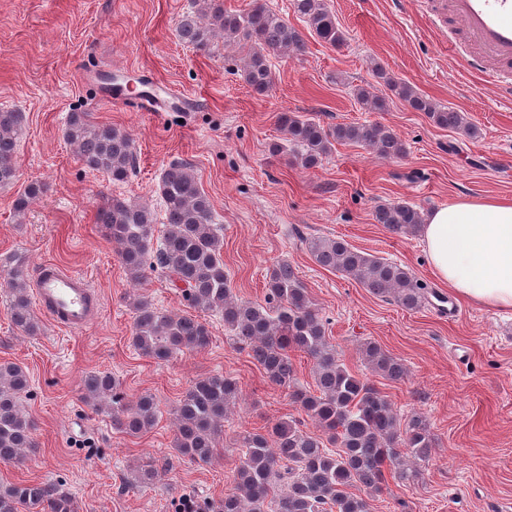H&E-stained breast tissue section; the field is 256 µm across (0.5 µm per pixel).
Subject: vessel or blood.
Wrapping results in <instances>:
<instances>
[{"mask_svg":"<svg viewBox=\"0 0 512 512\" xmlns=\"http://www.w3.org/2000/svg\"><path fill=\"white\" fill-rule=\"evenodd\" d=\"M451 8L463 27L466 40L475 46L469 67L489 73L503 92H512V78L488 72V61L512 63V0H452ZM37 308L57 326L78 333L97 319L100 299L82 274L52 262L42 263L34 281Z\"/></svg>","mask_w":512,"mask_h":512,"instance_id":"obj_1","label":"vessel or blood"}]
</instances>
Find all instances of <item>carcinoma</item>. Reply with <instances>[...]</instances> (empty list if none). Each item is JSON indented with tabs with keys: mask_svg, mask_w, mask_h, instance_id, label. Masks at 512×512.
<instances>
[{
	"mask_svg": "<svg viewBox=\"0 0 512 512\" xmlns=\"http://www.w3.org/2000/svg\"><path fill=\"white\" fill-rule=\"evenodd\" d=\"M293 8L319 41L331 46L344 42V31L325 0H293ZM177 29L184 43L204 52L221 36L243 43L247 48L244 80L258 95L271 88V58L297 56L307 49L302 33L265 0H251L243 12L225 10L220 0H202L201 8L182 15ZM375 75L392 96L426 113L435 125L475 133L464 113L416 93L380 67ZM356 97L367 112H384L389 107L390 97L365 88L358 89ZM278 123L284 138L270 146V153L278 155L289 146L305 168L317 166L335 142L361 144L382 157L404 153L402 140L377 122L326 128L313 118L289 112L281 114ZM24 132L22 112L0 109V187L17 179L16 151ZM64 134L86 168L115 181L128 177L134 158L128 134L94 123L86 112L70 113ZM159 190L166 222L153 263L149 255L156 224L151 209L114 198L98 211L97 221L116 245L130 278L139 283L147 269L157 265L164 270L196 307L223 318L230 339L250 349L269 382L287 390L322 432L315 436L301 422L288 419L263 432L238 433L241 457L236 492L225 496L215 512H371L370 498L351 488L380 493L388 473L401 484L414 481L418 465L428 461L435 447L429 423L420 415L402 422L373 380L347 368L329 341L327 320L293 267L281 263L271 271L265 303L235 298L224 271L223 238L212 223L210 199L188 164L176 162L165 168ZM43 191L38 183L28 185L15 200V212L24 214ZM375 220L397 236H408L419 231L423 214L417 206L401 202L378 206ZM306 244L319 266L353 278L369 293L391 298L407 310L422 306L425 288L409 268L338 239L315 237ZM27 272L26 259L16 255L0 270V279L12 323L35 336L40 325L27 294ZM133 308L132 342L144 357L164 361L209 344L208 328L195 318L163 313L146 298L138 299ZM359 351L372 375L390 381L405 376L403 363L379 344L366 341ZM294 352L313 361L312 391L295 381ZM27 388L23 367L0 362L1 463H23L37 448L34 422L20 406ZM83 388L92 398H112V428L120 433L137 435L156 423L158 410L152 395L126 400L119 381L107 372L86 375ZM238 399L239 388L232 379L213 374L197 380L174 409L177 454L198 466L210 464L224 432V419ZM0 512H78V506L47 483L21 481L0 486Z\"/></svg>",
	"mask_w": 512,
	"mask_h": 512,
	"instance_id": "obj_1",
	"label": "carcinoma"
}]
</instances>
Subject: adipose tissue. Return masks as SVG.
Here are the masks:
<instances>
[{
	"label": "adipose tissue",
	"instance_id": "adipose-tissue-1",
	"mask_svg": "<svg viewBox=\"0 0 512 512\" xmlns=\"http://www.w3.org/2000/svg\"><path fill=\"white\" fill-rule=\"evenodd\" d=\"M420 235L434 276L458 299L512 310V200L458 199L429 212Z\"/></svg>",
	"mask_w": 512,
	"mask_h": 512
}]
</instances>
